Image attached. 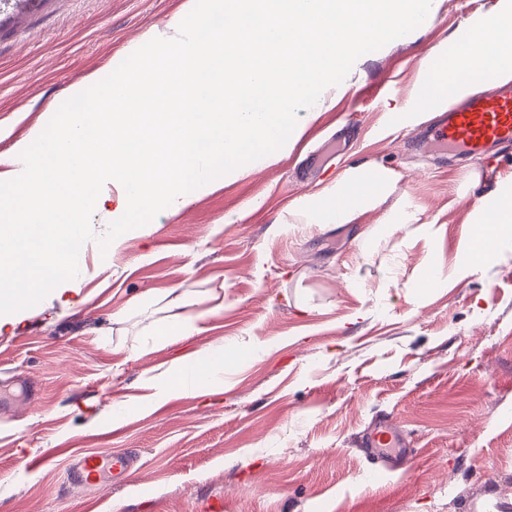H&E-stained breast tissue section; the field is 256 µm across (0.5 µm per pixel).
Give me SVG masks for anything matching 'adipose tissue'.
<instances>
[{
	"mask_svg": "<svg viewBox=\"0 0 512 512\" xmlns=\"http://www.w3.org/2000/svg\"><path fill=\"white\" fill-rule=\"evenodd\" d=\"M454 67L471 72L485 68L500 82L512 81V12L496 5L483 13L472 25L471 38L459 52ZM375 200L374 192L367 185L343 186L336 189L334 197L323 202L318 213L307 214L306 219L311 222L319 216L330 223L344 224ZM487 215L477 235L468 243L469 253L484 260L492 256L500 240L512 238V189L498 187L490 192ZM223 308V291L212 292L202 308L189 301L179 289H169L159 336L170 341L192 335L199 322ZM224 361L225 352L220 347L204 356L189 353L175 359L167 372L166 383L157 384L150 377L145 379L144 386L153 390L155 397H174L192 390L201 378L223 371Z\"/></svg>",
	"mask_w": 512,
	"mask_h": 512,
	"instance_id": "ef3b65f1",
	"label": "adipose tissue"
}]
</instances>
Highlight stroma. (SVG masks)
<instances>
[{"label":"stroma","mask_w":512,"mask_h":512,"mask_svg":"<svg viewBox=\"0 0 512 512\" xmlns=\"http://www.w3.org/2000/svg\"><path fill=\"white\" fill-rule=\"evenodd\" d=\"M186 0H42L0 17V153L45 127L68 88L145 44ZM495 0H435L408 37L359 57L321 112L254 170L218 180L101 250L21 316L0 321V512H512V240L465 244L490 189L512 182L413 146L430 120L420 69L456 56ZM385 201L347 224L306 212L356 168ZM442 277L439 288L422 283ZM223 288L224 308L171 344L145 299ZM232 345L198 394L146 401L144 378ZM408 441L381 472L362 441L380 417ZM139 457L131 481L68 480V454ZM56 464L36 468L35 457Z\"/></svg>","instance_id":"35a3bbf8"}]
</instances>
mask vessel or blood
I'll use <instances>...</instances> for the list:
<instances>
[{
    "label": "vessel or blood",
    "mask_w": 512,
    "mask_h": 512,
    "mask_svg": "<svg viewBox=\"0 0 512 512\" xmlns=\"http://www.w3.org/2000/svg\"><path fill=\"white\" fill-rule=\"evenodd\" d=\"M423 144L435 151L458 152L480 162L490 147L512 145V85L492 91L473 90L458 106L439 115L425 134ZM364 446L370 455L394 462L406 458V442L391 421L381 420L367 432ZM132 453L97 452L78 458L74 468L77 485L108 486L136 471Z\"/></svg>",
    "instance_id": "obj_1"
}]
</instances>
